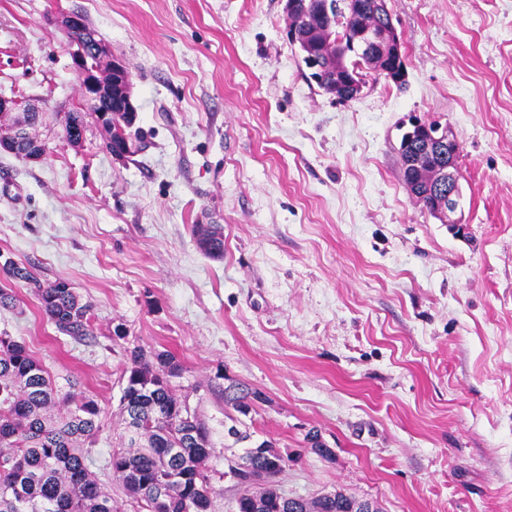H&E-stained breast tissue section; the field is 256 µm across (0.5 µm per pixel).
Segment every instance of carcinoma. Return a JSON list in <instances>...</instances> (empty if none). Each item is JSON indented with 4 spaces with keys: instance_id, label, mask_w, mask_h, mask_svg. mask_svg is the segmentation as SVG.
<instances>
[{
    "instance_id": "carcinoma-1",
    "label": "carcinoma",
    "mask_w": 512,
    "mask_h": 512,
    "mask_svg": "<svg viewBox=\"0 0 512 512\" xmlns=\"http://www.w3.org/2000/svg\"><path fill=\"white\" fill-rule=\"evenodd\" d=\"M315 0H298V12L288 26L296 29L301 45L320 54L328 80L337 89L364 75L381 46L361 56L336 60L331 45L346 34L347 12L356 2L362 6L357 22L377 27L383 18L377 0H333V19H313ZM65 137L77 142L84 131L80 112L66 115ZM442 159L433 156L418 166L407 167L410 178L425 183L431 168ZM194 235L207 255L224 254V229L220 224H196ZM0 272L21 287L32 288L42 313L58 332L74 339L92 334L90 306L83 303L63 279L44 284L33 268L6 260ZM126 386L121 399L125 413L129 448L112 452L114 476L139 504V512H209L210 483L206 464L215 447L210 430L196 415L183 414L171 379L182 373L175 357L166 351H129ZM260 394L244 386L224 389V403L242 415L249 414ZM98 402L77 389L59 395L45 368L26 345L7 332L0 333V512H119L112 495L101 489L89 472V447L101 432ZM278 452L263 441L245 449L234 463L252 471L265 469L267 455ZM245 490L236 498L239 512H360L366 504L337 492L331 497L291 499L288 509L280 508L284 496L270 477L257 484L240 479Z\"/></svg>"
}]
</instances>
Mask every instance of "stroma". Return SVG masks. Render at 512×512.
I'll list each match as a JSON object with an SVG mask.
<instances>
[{"instance_id": "stroma-1", "label": "stroma", "mask_w": 512, "mask_h": 512, "mask_svg": "<svg viewBox=\"0 0 512 512\" xmlns=\"http://www.w3.org/2000/svg\"><path fill=\"white\" fill-rule=\"evenodd\" d=\"M282 0H0V96L37 110L41 161L0 152V254L69 282L75 340L12 286L0 331L58 386L92 396V471L122 512L134 346L171 352L175 394L207 421L211 512H232L224 387L261 393L239 428L287 455L281 492L340 491L383 512H512V0H388L407 82L348 102L309 79ZM87 15L130 71V154L105 148L61 26ZM84 115L79 143L62 124ZM458 143L465 237L410 196L411 117ZM197 224L224 227L210 258ZM125 339L113 337L116 325ZM318 432L332 451H312Z\"/></svg>"}]
</instances>
